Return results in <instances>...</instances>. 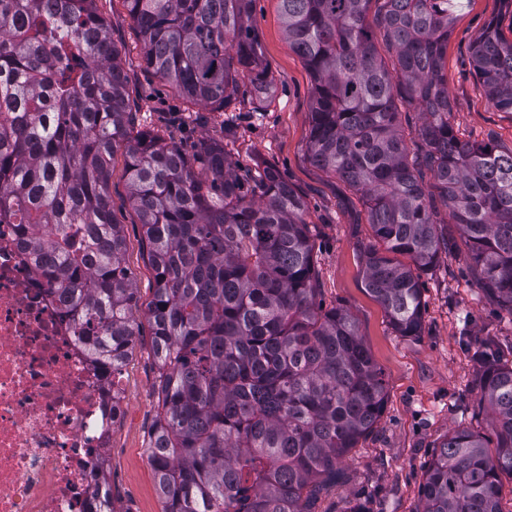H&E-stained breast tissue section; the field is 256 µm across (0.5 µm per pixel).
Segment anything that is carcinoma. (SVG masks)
Here are the masks:
<instances>
[{"mask_svg": "<svg viewBox=\"0 0 512 512\" xmlns=\"http://www.w3.org/2000/svg\"><path fill=\"white\" fill-rule=\"evenodd\" d=\"M124 2L145 64L179 95L225 112L242 80L258 98L269 93L255 0ZM280 2L313 82L309 159L364 201V284L392 329L421 334L422 276L456 247L424 168L489 301L512 316V151L455 135L442 78L470 0H386L376 21L395 48L390 67L373 41L372 0ZM473 67L494 105L512 112V39L499 21L475 41ZM398 97L420 110L419 156L409 157ZM120 149L155 279L149 452L163 512H316L378 422L386 387L350 311L318 300L303 197L272 167L235 171L220 142L188 154L134 129L121 50L97 0H0V222L19 225L90 357L114 375L139 335L112 214ZM477 360L495 454L485 435L449 431L421 512H503L512 361L494 339Z\"/></svg>", "mask_w": 512, "mask_h": 512, "instance_id": "1", "label": "carcinoma"}]
</instances>
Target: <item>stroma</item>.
I'll return each mask as SVG.
<instances>
[{"label": "stroma", "instance_id": "35a3bbf8", "mask_svg": "<svg viewBox=\"0 0 512 512\" xmlns=\"http://www.w3.org/2000/svg\"><path fill=\"white\" fill-rule=\"evenodd\" d=\"M121 49L130 105L138 129L185 149L206 141L223 143L241 167L274 166L304 198V218L314 240L319 298L325 307L347 308L374 362L381 370L387 399L374 430L346 456L334 483L320 496L317 512H341L369 500L373 512H419L428 465L448 432L466 427L490 434L489 413L479 403L480 366L475 344L482 338L512 350V316L491 303L464 251L450 252L423 276L424 329L418 336L393 332L381 305L365 290L360 248L372 229L360 195L307 158L312 81L290 47L281 26L279 0H255L254 19L263 59L272 79L269 96L253 99L241 82L235 103L224 112L199 117L198 107L147 72L141 41L123 0H98ZM499 18L512 28L501 0H471L457 18L445 58L444 75L456 136L472 143L494 142L512 150V112L497 109L472 66V45L485 24ZM123 153L112 164V208L123 224L126 263L140 307L153 298L154 277L141 243V226L129 204ZM139 335L122 375L127 411L112 430L106 456L118 512H162L148 457L149 431L157 407V376L151 327L139 320Z\"/></svg>", "mask_w": 512, "mask_h": 512}]
</instances>
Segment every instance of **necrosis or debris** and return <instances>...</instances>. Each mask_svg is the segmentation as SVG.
<instances>
[{
    "instance_id": "4bbe7bcc",
    "label": "necrosis or debris",
    "mask_w": 512,
    "mask_h": 512,
    "mask_svg": "<svg viewBox=\"0 0 512 512\" xmlns=\"http://www.w3.org/2000/svg\"><path fill=\"white\" fill-rule=\"evenodd\" d=\"M123 409L17 225L0 224V512H97L91 476Z\"/></svg>"
}]
</instances>
